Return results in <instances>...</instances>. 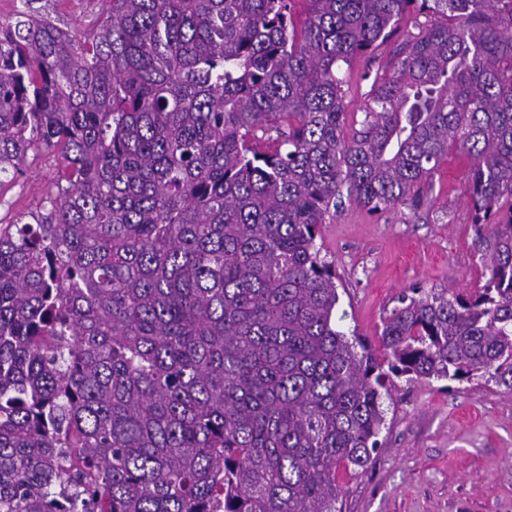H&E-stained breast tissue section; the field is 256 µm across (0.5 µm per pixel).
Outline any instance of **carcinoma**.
<instances>
[{"label":"carcinoma","mask_w":512,"mask_h":512,"mask_svg":"<svg viewBox=\"0 0 512 512\" xmlns=\"http://www.w3.org/2000/svg\"><path fill=\"white\" fill-rule=\"evenodd\" d=\"M424 15L425 21L417 20ZM416 16L346 136L341 64ZM0 512H342L390 377L512 391V0H108L0 23ZM468 161L483 285L336 328L321 228ZM108 0H0V22L15 17L17 10L44 14L78 40L92 33L105 12ZM60 168L57 150H30L22 175L13 180L2 177L0 222L13 223L19 216L39 210L43 199L58 182Z\"/></svg>","instance_id":"carcinoma-1"}]
</instances>
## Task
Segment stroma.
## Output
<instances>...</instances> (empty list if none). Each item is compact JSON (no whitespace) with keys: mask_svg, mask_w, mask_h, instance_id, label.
Returning a JSON list of instances; mask_svg holds the SVG:
<instances>
[{"mask_svg":"<svg viewBox=\"0 0 512 512\" xmlns=\"http://www.w3.org/2000/svg\"><path fill=\"white\" fill-rule=\"evenodd\" d=\"M106 8V0H0V22L26 9L81 39ZM416 33L404 21L372 55L343 66L348 120L362 117L370 75L390 71ZM59 173L58 151L30 150L24 173L0 181V222L38 210ZM466 183V163L453 152L420 209L373 214L348 204L323 225L317 244L339 277V330L376 349L401 294L482 284ZM389 390L380 450L365 472L340 476L343 512H512L511 392L487 378L395 377Z\"/></svg>","mask_w":512,"mask_h":512,"instance_id":"stroma-1","label":"stroma"}]
</instances>
